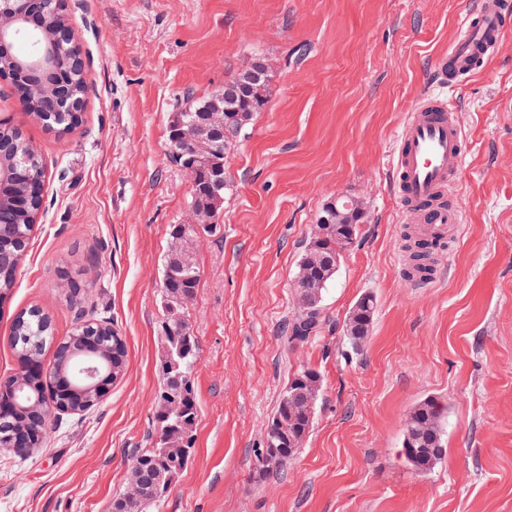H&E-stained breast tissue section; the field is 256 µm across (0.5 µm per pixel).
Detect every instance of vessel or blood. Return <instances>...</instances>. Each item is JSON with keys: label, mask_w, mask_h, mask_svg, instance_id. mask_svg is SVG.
<instances>
[{"label": "vessel or blood", "mask_w": 512, "mask_h": 512, "mask_svg": "<svg viewBox=\"0 0 512 512\" xmlns=\"http://www.w3.org/2000/svg\"><path fill=\"white\" fill-rule=\"evenodd\" d=\"M504 31L495 11L466 10L458 34L446 54L434 62L436 75L445 81L469 73L477 59L493 55ZM396 181L403 201L421 206L418 230L423 237L446 235L464 220L460 206H436L435 200L452 186L466 158L460 128L448 113L441 93L429 89L413 106L395 145Z\"/></svg>", "instance_id": "vessel-or-blood-1"}]
</instances>
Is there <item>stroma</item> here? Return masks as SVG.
I'll use <instances>...</instances> for the list:
<instances>
[{
  "instance_id": "stroma-1",
  "label": "stroma",
  "mask_w": 512,
  "mask_h": 512,
  "mask_svg": "<svg viewBox=\"0 0 512 512\" xmlns=\"http://www.w3.org/2000/svg\"><path fill=\"white\" fill-rule=\"evenodd\" d=\"M469 2L69 0L89 83L81 124L47 130L0 77V117L47 170L38 229L0 304V376L16 367L11 316L30 306L59 337L77 316L110 319L127 366L24 462L0 454V512H112L133 451L149 448L169 227L192 213L169 116L255 61L267 104L227 155L219 229L196 249L195 448L155 512H512V6L494 55L444 92L469 150L451 193L466 221L436 249L426 287L403 274L417 217L392 170L391 145ZM339 195L365 214L324 295L327 327L285 346L299 260ZM75 282L92 289L72 295ZM365 294L377 307L356 356L341 329ZM303 366L322 377L313 429L291 464L263 472L264 430ZM427 396L448 407L447 452L419 475L400 449Z\"/></svg>"
}]
</instances>
